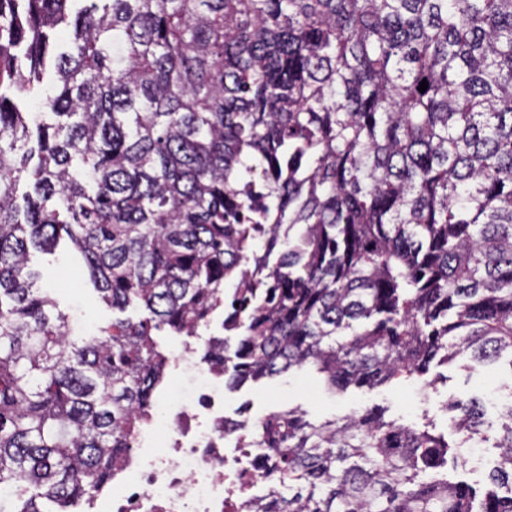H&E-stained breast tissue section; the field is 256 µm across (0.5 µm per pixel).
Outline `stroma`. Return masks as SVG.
<instances>
[{
	"mask_svg": "<svg viewBox=\"0 0 512 512\" xmlns=\"http://www.w3.org/2000/svg\"><path fill=\"white\" fill-rule=\"evenodd\" d=\"M32 265L40 272L42 287L59 309L77 317L78 335L96 334L100 325L111 321V308L95 291L81 256L68 242H61L51 254L33 253ZM511 375L512 368L503 361L469 372L456 360L431 365L422 380L335 393L327 388L321 375L302 368L225 391L224 414L254 424L269 414L296 407L306 411L308 419L313 421L382 408L387 418L399 423L415 426L429 419L442 430L448 419L444 406L457 398L480 399L485 406L486 420L496 421L501 408L497 388Z\"/></svg>",
	"mask_w": 512,
	"mask_h": 512,
	"instance_id": "35a3bbf8",
	"label": "stroma"
}]
</instances>
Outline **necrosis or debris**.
I'll use <instances>...</instances> for the list:
<instances>
[{
    "mask_svg": "<svg viewBox=\"0 0 512 512\" xmlns=\"http://www.w3.org/2000/svg\"><path fill=\"white\" fill-rule=\"evenodd\" d=\"M190 337L169 358L189 388L174 410L149 415L112 482L73 512H247L280 485L276 460L251 446L254 426L224 429V375Z\"/></svg>",
    "mask_w": 512,
    "mask_h": 512,
    "instance_id": "necrosis-or-debris-1",
    "label": "necrosis or debris"
}]
</instances>
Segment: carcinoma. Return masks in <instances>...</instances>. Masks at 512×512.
<instances>
[{
  "label": "carcinoma",
  "mask_w": 512,
  "mask_h": 512,
  "mask_svg": "<svg viewBox=\"0 0 512 512\" xmlns=\"http://www.w3.org/2000/svg\"><path fill=\"white\" fill-rule=\"evenodd\" d=\"M71 2L0 0V512L111 481L164 380L152 331L222 305L228 388L512 368V0ZM64 237L146 316L72 336L30 266ZM502 389L495 430L477 398L449 434L268 416L288 493L259 512H512ZM475 441L481 498L427 478Z\"/></svg>",
  "instance_id": "carcinoma-1"
}]
</instances>
